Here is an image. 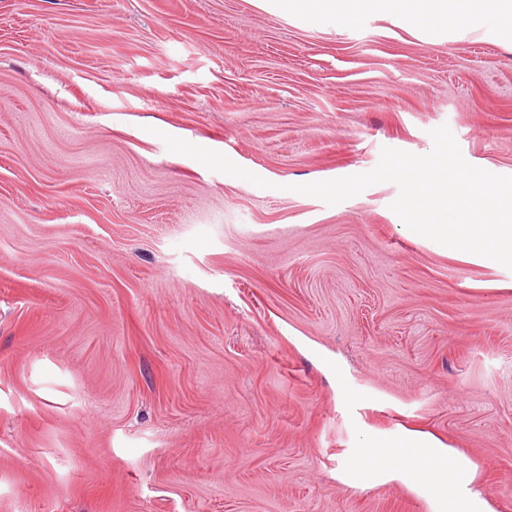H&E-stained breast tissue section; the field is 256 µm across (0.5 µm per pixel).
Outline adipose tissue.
I'll use <instances>...</instances> for the list:
<instances>
[{
	"instance_id": "1",
	"label": "adipose tissue",
	"mask_w": 512,
	"mask_h": 512,
	"mask_svg": "<svg viewBox=\"0 0 512 512\" xmlns=\"http://www.w3.org/2000/svg\"><path fill=\"white\" fill-rule=\"evenodd\" d=\"M292 12L353 21L365 14L388 12L403 25H443L449 41L476 35L512 46V0H280ZM427 472L426 486L434 512H486L469 484L467 462L447 445L419 430L392 436L373 434L359 445L346 469L350 480L370 485L386 479L409 480Z\"/></svg>"
}]
</instances>
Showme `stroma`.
<instances>
[{
    "instance_id": "stroma-1",
    "label": "stroma",
    "mask_w": 512,
    "mask_h": 512,
    "mask_svg": "<svg viewBox=\"0 0 512 512\" xmlns=\"http://www.w3.org/2000/svg\"><path fill=\"white\" fill-rule=\"evenodd\" d=\"M512 176V48L261 0H0V512H433L341 479L431 433L512 512V271L407 235L431 151ZM169 134L267 187L170 152Z\"/></svg>"
}]
</instances>
